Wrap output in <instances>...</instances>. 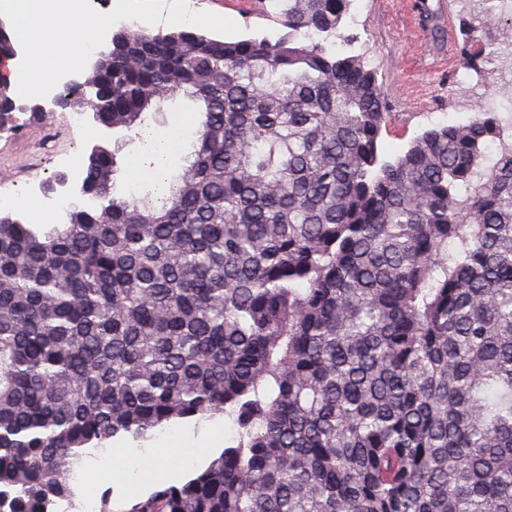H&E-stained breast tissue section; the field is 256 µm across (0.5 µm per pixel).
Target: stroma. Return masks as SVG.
Segmentation results:
<instances>
[{"instance_id":"obj_1","label":"stroma","mask_w":512,"mask_h":512,"mask_svg":"<svg viewBox=\"0 0 512 512\" xmlns=\"http://www.w3.org/2000/svg\"><path fill=\"white\" fill-rule=\"evenodd\" d=\"M190 9L211 12L234 20L243 36L282 34L277 15L279 0H187ZM469 16L463 0H360L344 20L343 32L353 54L365 56L384 85L393 118L383 131L380 146L391 160L406 150L410 141L425 129L448 122L467 121L481 104L480 91L460 85L465 74L460 52L463 20ZM64 110H57L52 125L31 122L17 133H0V176L25 184L32 173L42 180L62 172L63 162L85 158L97 143L121 145L125 164H132L140 150L139 140L125 132H114L86 119L83 131L71 136L63 128ZM212 435L210 448L196 452L194 440L201 429ZM175 449L191 456L169 455L161 464L145 462L144 477L129 478L106 458L87 465L85 489L109 495L112 512H130L132 505L159 485H181L204 467L212 454L220 452L234 435L232 422L216 416L203 421L183 422L173 427Z\"/></svg>"}]
</instances>
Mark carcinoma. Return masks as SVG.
I'll return each mask as SVG.
<instances>
[{
    "mask_svg": "<svg viewBox=\"0 0 512 512\" xmlns=\"http://www.w3.org/2000/svg\"><path fill=\"white\" fill-rule=\"evenodd\" d=\"M351 2L288 0L274 41L122 28L60 94L112 130L182 94L194 130L163 193L114 194L98 144L63 223L0 211L5 512L74 501L110 439L216 415L222 452L130 512H512V108L382 159ZM473 9L486 83L512 13ZM20 103L0 80V131L42 119Z\"/></svg>",
    "mask_w": 512,
    "mask_h": 512,
    "instance_id": "1",
    "label": "carcinoma"
}]
</instances>
